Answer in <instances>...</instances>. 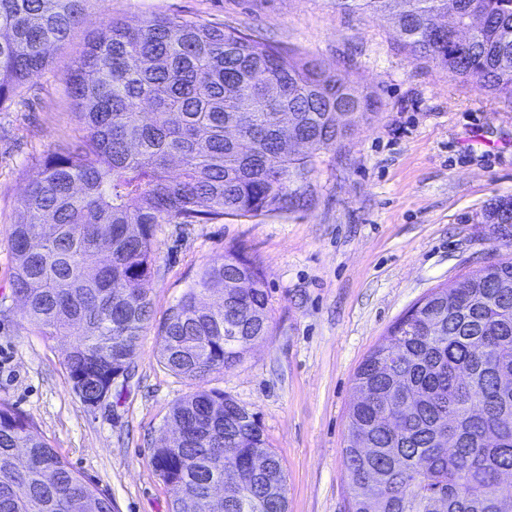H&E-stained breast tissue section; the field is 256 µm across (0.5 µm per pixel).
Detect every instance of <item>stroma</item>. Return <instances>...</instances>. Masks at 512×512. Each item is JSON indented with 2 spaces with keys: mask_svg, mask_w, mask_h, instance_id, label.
Listing matches in <instances>:
<instances>
[{
  "mask_svg": "<svg viewBox=\"0 0 512 512\" xmlns=\"http://www.w3.org/2000/svg\"><path fill=\"white\" fill-rule=\"evenodd\" d=\"M180 16L246 29L320 59L367 90L369 121L322 151L303 205L265 218L163 224L153 316L109 398L90 407L62 365L67 338L37 335L12 287L10 227L46 154L73 141L64 76L108 17ZM512 196V103L453 80L403 49L388 20L336 0H87L84 22L42 74L0 105V400L30 418L115 512H171L150 464L181 398L218 390L256 414L287 478L288 512H350L344 449L354 376L388 327L431 289L490 259L512 262L469 216ZM238 248L264 267L269 330L204 384L160 361L159 328L200 271Z\"/></svg>",
  "mask_w": 512,
  "mask_h": 512,
  "instance_id": "1",
  "label": "stroma"
}]
</instances>
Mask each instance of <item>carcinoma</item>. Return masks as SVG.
Masks as SVG:
<instances>
[{
  "mask_svg": "<svg viewBox=\"0 0 512 512\" xmlns=\"http://www.w3.org/2000/svg\"><path fill=\"white\" fill-rule=\"evenodd\" d=\"M85 0H0V104L45 69L50 47L82 22ZM389 0H336L384 11ZM403 46L460 82L512 101V0H397ZM468 32L464 50L426 22ZM79 134L47 153L11 225L14 293L46 340L69 336L63 367L88 406L112 395L152 317L150 282L161 224H210L291 209L309 191L316 155L340 144L371 98L299 50L245 31L179 16L136 27L106 19L66 78ZM512 242V197L476 215ZM241 278L253 288L243 339L269 330L263 266L238 249L207 266L161 328L160 362L201 382L248 345L227 343L235 306L208 305ZM434 288L388 329L355 375L344 449L352 512H512L496 491L512 471V299L486 283L512 280V262ZM236 402L196 391L167 423L180 448L150 463L174 493L172 512H286V476L259 423L240 425ZM262 473L225 505L208 500L224 457ZM0 512H113L112 499L74 470L32 423L0 401Z\"/></svg>",
  "mask_w": 512,
  "mask_h": 512,
  "instance_id": "carcinoma-1",
  "label": "carcinoma"
}]
</instances>
